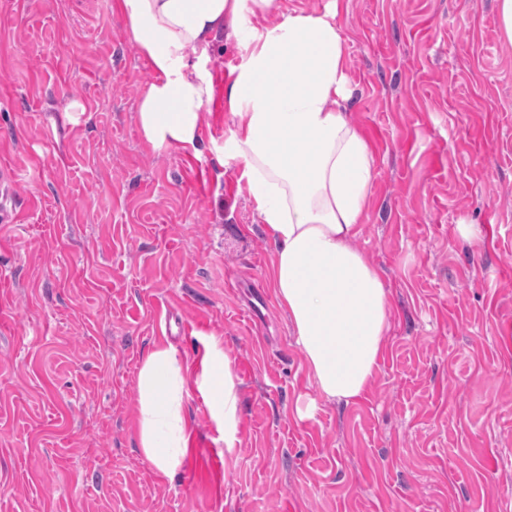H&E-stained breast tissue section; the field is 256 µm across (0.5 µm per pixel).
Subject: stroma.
<instances>
[{"label": "stroma", "mask_w": 512, "mask_h": 512, "mask_svg": "<svg viewBox=\"0 0 512 512\" xmlns=\"http://www.w3.org/2000/svg\"><path fill=\"white\" fill-rule=\"evenodd\" d=\"M116 0H0V512H512V46L497 0H279L335 11L350 118L375 158L358 248L391 293L385 358L318 397L270 290L271 246L229 154L236 36L201 70L196 149L137 122L152 79ZM239 382L232 452L196 378ZM171 348L189 453L137 440V372ZM316 401L299 419L298 397Z\"/></svg>", "instance_id": "35a3bbf8"}]
</instances>
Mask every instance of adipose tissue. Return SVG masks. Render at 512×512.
Masks as SVG:
<instances>
[{
	"label": "adipose tissue",
	"instance_id": "adipose-tissue-1",
	"mask_svg": "<svg viewBox=\"0 0 512 512\" xmlns=\"http://www.w3.org/2000/svg\"><path fill=\"white\" fill-rule=\"evenodd\" d=\"M153 79L137 121L156 148L195 147L212 82L192 62L223 32L251 19L271 25L250 42L224 90L241 118L232 140L240 178L272 245L271 286L304 366L323 398L351 402L369 390L386 352L390 291L355 241L374 184V157L346 112L344 41L333 16L281 12L278 0H119ZM213 419L235 448L240 391L220 339L210 341L197 381ZM184 380L171 349L143 358L137 374L139 447L170 474L187 453Z\"/></svg>",
	"mask_w": 512,
	"mask_h": 512
}]
</instances>
